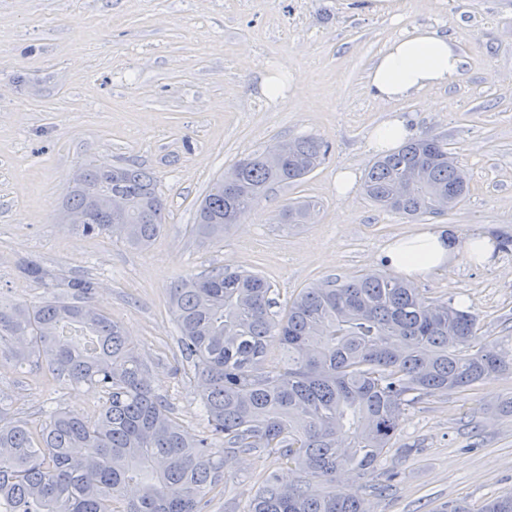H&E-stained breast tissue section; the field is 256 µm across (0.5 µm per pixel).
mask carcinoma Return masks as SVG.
Returning <instances> with one entry per match:
<instances>
[{
    "label": "carcinoma",
    "instance_id": "cac0c4a2",
    "mask_svg": "<svg viewBox=\"0 0 512 512\" xmlns=\"http://www.w3.org/2000/svg\"><path fill=\"white\" fill-rule=\"evenodd\" d=\"M285 145L280 164L253 153L212 182L197 208L201 236L224 237L270 185L303 182L331 150L315 136ZM84 171L124 191L130 213L125 224H85L83 233L116 231L143 248L162 232L165 199L146 171ZM407 173L416 182L402 192ZM362 189L375 206L416 221L454 210L469 180L460 165L448 166L446 143L421 138L376 158ZM315 207L288 204L285 223H307ZM69 288L37 305L0 304V361L94 385L100 404L86 416L59 408L38 426L0 412V512H203L224 493V460L256 450L297 478L267 476L246 512H364L360 495L319 485L372 469L394 447L404 411L422 398L512 374L511 340L485 339L477 317L453 299L430 301L390 273L330 278L275 311L274 289L260 274L212 269L170 288L179 350L211 426L192 440L152 389L121 324L94 302L96 283ZM272 347L275 365L267 362ZM481 512H512V491Z\"/></svg>",
    "mask_w": 512,
    "mask_h": 512
}]
</instances>
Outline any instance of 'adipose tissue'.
Wrapping results in <instances>:
<instances>
[{
    "mask_svg": "<svg viewBox=\"0 0 512 512\" xmlns=\"http://www.w3.org/2000/svg\"><path fill=\"white\" fill-rule=\"evenodd\" d=\"M464 60L454 43L430 27H419L393 38L371 65L367 82L373 96L395 102L456 83ZM494 251L487 235L443 238L430 231L412 232L394 239L387 252L390 265L416 279L459 260L489 262Z\"/></svg>",
    "mask_w": 512,
    "mask_h": 512,
    "instance_id": "ef3b65f1",
    "label": "adipose tissue"
}]
</instances>
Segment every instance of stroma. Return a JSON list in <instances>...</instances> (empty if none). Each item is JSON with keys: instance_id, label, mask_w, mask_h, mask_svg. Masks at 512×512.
I'll list each match as a JSON object with an SVG mask.
<instances>
[{"instance_id": "1", "label": "stroma", "mask_w": 512, "mask_h": 512, "mask_svg": "<svg viewBox=\"0 0 512 512\" xmlns=\"http://www.w3.org/2000/svg\"><path fill=\"white\" fill-rule=\"evenodd\" d=\"M402 2L393 19L370 13L367 0H0V302L36 304L70 280L92 279L96 302L196 438L208 422L194 371L179 363L168 296L178 279L247 270L282 302L311 283L383 268L388 243L421 228L512 235V0ZM416 26L448 35L463 75L381 103L367 72ZM282 65L304 96L267 102L259 77ZM389 113L404 117L414 138L443 139L466 168L470 191L451 214L411 222L358 187L337 202V170L364 173L375 157L367 134ZM301 136L330 143L323 165L300 184L272 185L222 240L196 233V206L214 179L253 151ZM89 162L136 165L156 178L166 224L147 249L61 222L68 185ZM295 199L316 201L308 223H282ZM29 262L45 279L24 274ZM414 286L476 314L482 336L512 339V250ZM98 398L91 386L0 362V410L9 416L38 424L59 406L87 415ZM396 445L333 491L359 493L373 512H443L452 501L480 512L512 490V374L420 400L403 414ZM278 468L263 451L234 460L210 512H244Z\"/></svg>"}]
</instances>
